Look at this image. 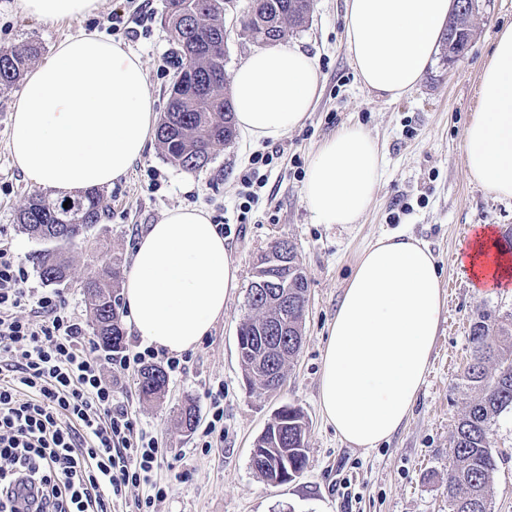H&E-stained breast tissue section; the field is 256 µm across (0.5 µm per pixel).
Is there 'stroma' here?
Wrapping results in <instances>:
<instances>
[{
  "label": "stroma",
  "instance_id": "stroma-1",
  "mask_svg": "<svg viewBox=\"0 0 512 512\" xmlns=\"http://www.w3.org/2000/svg\"><path fill=\"white\" fill-rule=\"evenodd\" d=\"M0 0V48L27 41L48 58L67 37L95 27L88 16L43 22ZM249 0H237L224 25V73L260 50L236 23ZM309 21L290 32L287 45L315 57L322 89L304 125L272 140L236 138L217 149L202 169L172 164L157 142H148L129 174L101 187L104 213L87 239L68 257L74 280L59 284L83 320H90L84 278L121 258L130 267L133 246L148 225L179 206L205 208L216 224L230 229L225 244L239 266V286L219 319L196 350L187 352L182 371L168 373L163 395L143 403L138 375L113 377L109 355L97 351L104 376L112 377L117 397L137 427L146 429L159 449L153 479L167 486L155 512H450L448 462L452 436L469 396L461 375L470 360V327L479 313H512V292H476L457 263L465 252L462 230L477 224L512 230V199L500 200L472 183L462 149L467 121L479 106V78L501 27L512 24V0H478L476 33L454 63L436 57L422 83L407 97L392 101L364 87L347 51L344 0H314ZM164 0H151L148 32L126 47L141 56L156 115L165 112L174 81L173 46L164 26ZM24 88L16 83L0 92V229L30 273V284L46 290L37 269L44 244L24 233L15 215L35 187L14 166L9 149L11 107ZM362 127L384 154L382 177L369 209L357 224H319L302 200L309 162L336 130ZM281 149L266 186L249 213H242L241 177L255 154ZM405 232L433 252L444 292L439 329L429 369L412 413L389 442L368 450L343 443L319 406L322 360L329 328L358 254L380 236ZM286 240L295 248L308 280L302 343L281 387L273 392L249 389L237 351L238 329L247 312L254 267L272 243ZM223 396L224 436L200 448L211 419L209 393ZM195 405L198 423L185 431L177 422L181 407ZM300 408L308 422V463L301 476L279 486L267 484L252 468L256 438L284 405ZM492 512H512V413L491 427Z\"/></svg>",
  "mask_w": 512,
  "mask_h": 512
}]
</instances>
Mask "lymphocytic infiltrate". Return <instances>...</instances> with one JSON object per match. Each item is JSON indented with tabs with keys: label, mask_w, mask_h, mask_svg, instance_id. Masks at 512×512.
<instances>
[{
	"label": "lymphocytic infiltrate",
	"mask_w": 512,
	"mask_h": 512,
	"mask_svg": "<svg viewBox=\"0 0 512 512\" xmlns=\"http://www.w3.org/2000/svg\"><path fill=\"white\" fill-rule=\"evenodd\" d=\"M0 237V512H115L129 487L151 486L137 512L166 488L151 474L158 450L137 429L96 361L82 319L60 293H38ZM176 356L151 346L114 351L121 376Z\"/></svg>",
	"instance_id": "f902f5d3"
}]
</instances>
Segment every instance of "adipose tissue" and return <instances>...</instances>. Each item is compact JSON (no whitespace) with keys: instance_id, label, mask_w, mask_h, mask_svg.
Returning <instances> with one entry per match:
<instances>
[{"instance_id":"obj_1","label":"adipose tissue","mask_w":512,"mask_h":512,"mask_svg":"<svg viewBox=\"0 0 512 512\" xmlns=\"http://www.w3.org/2000/svg\"><path fill=\"white\" fill-rule=\"evenodd\" d=\"M45 22L97 13L101 0H15ZM453 0H344L346 45L371 92L398 100L431 64ZM322 88L314 58L282 43L233 73L235 123L253 140L300 128ZM480 108L465 128L469 179L512 199V24L502 27L479 81ZM155 123L140 56L97 31L55 46L12 104L9 151L32 184L62 193L111 185L141 159ZM383 153L344 127L312 156L303 201L317 223L357 224L382 176ZM459 267L474 288L512 282V253L491 225L475 227ZM239 268L209 212L175 207L139 239L125 276L128 324L149 346L195 350L224 314ZM440 269L414 236L379 238L359 256L325 344L320 409L339 438L371 449L404 426L424 382L443 304Z\"/></svg>"}]
</instances>
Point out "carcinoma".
Instances as JSON below:
<instances>
[{"label": "carcinoma", "mask_w": 512, "mask_h": 512, "mask_svg": "<svg viewBox=\"0 0 512 512\" xmlns=\"http://www.w3.org/2000/svg\"><path fill=\"white\" fill-rule=\"evenodd\" d=\"M165 22L177 46L176 74L188 77L186 87L171 91L165 120L156 131L158 144L175 165L187 170L205 167L212 153L235 136L231 99L224 98V60L210 55V44L224 40V0H165ZM314 0H251L242 28L256 42H283L290 30L305 24ZM474 15L453 11L448 17L444 55L452 60L463 55L474 34ZM40 52L35 42L20 48L0 50V91L14 86ZM71 204L64 205V202ZM103 214L101 197L94 188L70 198L55 197L50 191L33 193L19 211V224L31 237L55 247L38 255L42 278L57 284L71 278L70 260L65 248L87 236ZM112 273H91L83 288L90 297L92 335L95 345L113 350L121 347L123 330L119 322L118 288L121 259L112 261ZM307 278L288 289V321L280 322L278 336L285 339V357L273 368L259 367L254 350L259 347L263 329L277 313L273 302L248 299L251 315L240 326L238 356L249 385L275 391L284 379L286 363L299 351L294 339L302 334ZM469 342L470 362L463 384L470 401L459 420L453 438L452 459L448 468V496L451 512H491L492 478L496 461L491 451L489 432L496 419L512 410V314L496 316L481 313L472 323ZM156 368L140 372L138 388L146 401L157 398L166 386V375H154ZM308 424L302 411L288 406L275 414V421L258 436L257 451L251 457L254 470L267 482L276 479L270 448L288 450L291 478L298 477L307 465Z\"/></svg>", "instance_id": "1"}]
</instances>
